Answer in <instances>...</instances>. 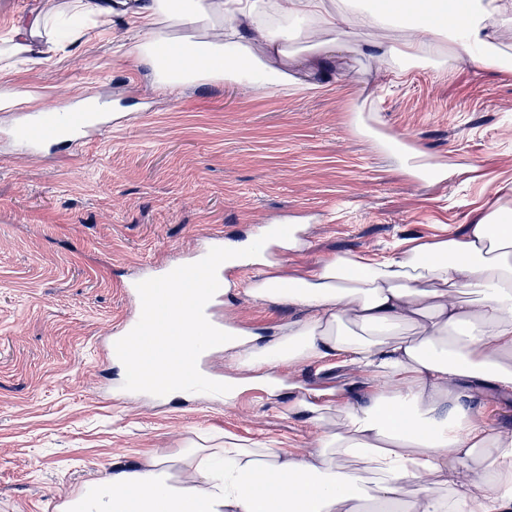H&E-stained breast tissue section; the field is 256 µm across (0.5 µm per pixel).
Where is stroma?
Here are the masks:
<instances>
[{
    "label": "stroma",
    "mask_w": 512,
    "mask_h": 512,
    "mask_svg": "<svg viewBox=\"0 0 512 512\" xmlns=\"http://www.w3.org/2000/svg\"><path fill=\"white\" fill-rule=\"evenodd\" d=\"M130 30L24 65L16 85L34 101L0 112V512H57L113 464L172 456L201 435L303 447L315 428L295 402L361 384L354 369L313 361L280 371L278 394L249 387L230 404L124 390L105 338L147 264L186 259L208 233L240 243L253 225L293 224L305 247L268 257L301 275L344 252L386 256L461 232L512 188V74L451 64L394 82L375 51L350 45L322 92L222 80L170 91L123 49ZM86 96L109 104L111 128L34 156L11 139L21 113ZM375 130L397 149L410 139L447 179L400 169ZM257 274L226 270L220 314L266 340L301 311L253 302Z\"/></svg>",
    "instance_id": "35a3bbf8"
}]
</instances>
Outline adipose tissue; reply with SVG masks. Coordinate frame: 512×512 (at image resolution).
Returning <instances> with one entry per match:
<instances>
[{"instance_id": "adipose-tissue-1", "label": "adipose tissue", "mask_w": 512, "mask_h": 512, "mask_svg": "<svg viewBox=\"0 0 512 512\" xmlns=\"http://www.w3.org/2000/svg\"><path fill=\"white\" fill-rule=\"evenodd\" d=\"M133 22L129 52L159 88L222 79L256 89L302 86L345 45L370 46L399 78L424 64L508 73L512 0H434L403 33L360 0H56L12 24L0 79L18 55L45 60L58 18ZM188 25L198 35L172 38ZM306 47H292L296 38ZM512 205L472 213L462 233L401 242L385 257L347 252L308 273L264 272L248 295L304 309L277 336L225 327L221 348L241 383L276 392L277 369L343 358L371 382L366 397L319 408L311 447L275 450L232 436L178 456L117 465L67 498L61 512H512V426L477 422L470 402L512 397Z\"/></svg>"}]
</instances>
